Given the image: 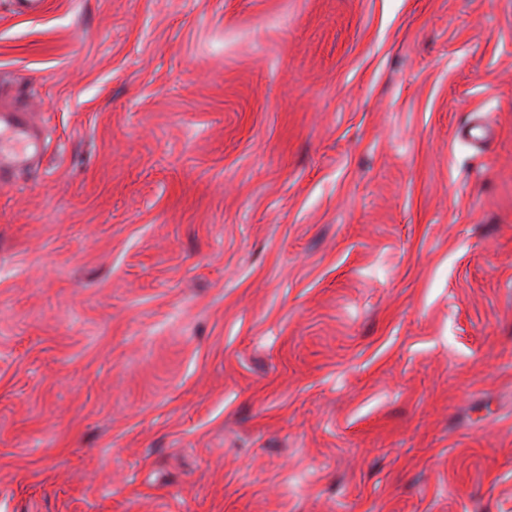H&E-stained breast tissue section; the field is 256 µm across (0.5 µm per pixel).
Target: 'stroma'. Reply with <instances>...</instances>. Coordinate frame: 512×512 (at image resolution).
<instances>
[{
	"label": "stroma",
	"instance_id": "35a3bbf8",
	"mask_svg": "<svg viewBox=\"0 0 512 512\" xmlns=\"http://www.w3.org/2000/svg\"><path fill=\"white\" fill-rule=\"evenodd\" d=\"M0 512H512V0H0ZM38 150V139L27 113L8 110L0 113V160L24 163Z\"/></svg>",
	"mask_w": 512,
	"mask_h": 512
}]
</instances>
